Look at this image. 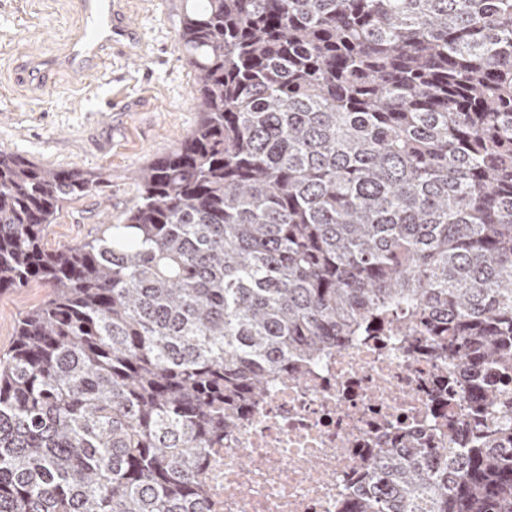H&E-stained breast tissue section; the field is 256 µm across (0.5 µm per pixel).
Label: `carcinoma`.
<instances>
[{"label":"carcinoma","instance_id":"cac0c4a2","mask_svg":"<svg viewBox=\"0 0 512 512\" xmlns=\"http://www.w3.org/2000/svg\"><path fill=\"white\" fill-rule=\"evenodd\" d=\"M198 121L122 223L0 150V512H207L200 460L288 362L378 322L512 369V0H185ZM362 458L354 512H512V432ZM46 292L47 289L40 283L31 282L16 290L0 294V351L7 350L12 344L20 315L39 304Z\"/></svg>","mask_w":512,"mask_h":512}]
</instances>
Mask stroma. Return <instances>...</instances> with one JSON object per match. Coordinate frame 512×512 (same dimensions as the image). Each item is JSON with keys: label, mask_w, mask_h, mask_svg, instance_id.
Wrapping results in <instances>:
<instances>
[{"label": "stroma", "mask_w": 512, "mask_h": 512, "mask_svg": "<svg viewBox=\"0 0 512 512\" xmlns=\"http://www.w3.org/2000/svg\"><path fill=\"white\" fill-rule=\"evenodd\" d=\"M183 0H123L147 46L127 56L112 48V67L96 87L59 76L39 97L17 79L24 57L59 50L77 0H0V149L51 167L102 174L85 197L66 203L46 230L47 249L93 237L120 220L138 196L135 172L175 149L197 121L194 79L178 49ZM46 295L40 283L0 293V351L13 342L20 315Z\"/></svg>", "instance_id": "1"}]
</instances>
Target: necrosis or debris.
Segmentation results:
<instances>
[{"label":"necrosis or debris","mask_w":512,"mask_h":512,"mask_svg":"<svg viewBox=\"0 0 512 512\" xmlns=\"http://www.w3.org/2000/svg\"><path fill=\"white\" fill-rule=\"evenodd\" d=\"M507 401L491 410L483 389ZM512 427V371L458 370L418 333L389 326L341 341L239 413L202 465L208 512H352L359 457L465 448V422Z\"/></svg>","instance_id":"obj_1"}]
</instances>
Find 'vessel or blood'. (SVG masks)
Returning <instances> with one entry per match:
<instances>
[{"label": "vessel or blood", "instance_id": "1", "mask_svg": "<svg viewBox=\"0 0 512 512\" xmlns=\"http://www.w3.org/2000/svg\"><path fill=\"white\" fill-rule=\"evenodd\" d=\"M79 26L57 53L32 58L27 64V82L37 88L49 74L66 75L81 83L97 79L106 68V52L113 44L133 39V28L114 0H78Z\"/></svg>", "mask_w": 512, "mask_h": 512}]
</instances>
